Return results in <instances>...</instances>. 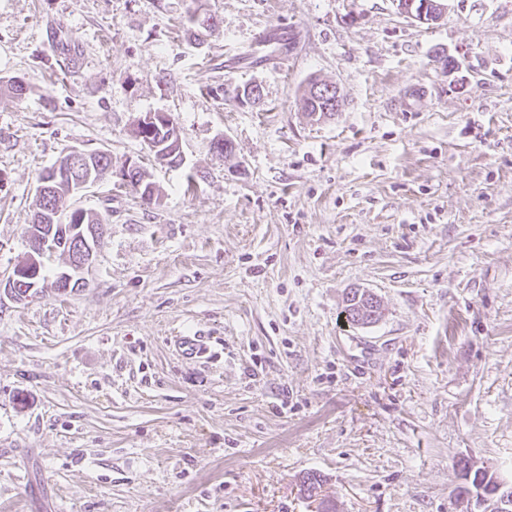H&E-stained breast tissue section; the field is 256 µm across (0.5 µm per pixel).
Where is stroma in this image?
I'll use <instances>...</instances> for the list:
<instances>
[{"label": "stroma", "instance_id": "1", "mask_svg": "<svg viewBox=\"0 0 512 512\" xmlns=\"http://www.w3.org/2000/svg\"><path fill=\"white\" fill-rule=\"evenodd\" d=\"M260 28L297 44L244 60ZM13 76L0 281L40 172L72 147L112 168L81 200L107 220L88 286L0 289V512H309L308 471L336 512H482L467 466L512 486V0L435 26L391 0H0ZM315 78L345 96L319 122ZM158 111L181 166L133 132ZM353 287L380 322L347 320ZM128 180H123V185L130 187L132 190H134L136 193H138L146 204H152L153 202L152 197L155 196V202L158 200V194H156V189L153 185V183L146 180L145 172L141 170L140 167H136L133 170H130L127 172ZM138 186L140 188V191L138 190ZM149 191V200L146 201L143 197V194ZM324 476L316 471H309L302 475L300 478V492L306 499L311 501H317L320 499L319 508L320 512H335L336 504L325 498H319L321 496L322 487L324 485Z\"/></svg>", "mask_w": 512, "mask_h": 512}]
</instances>
